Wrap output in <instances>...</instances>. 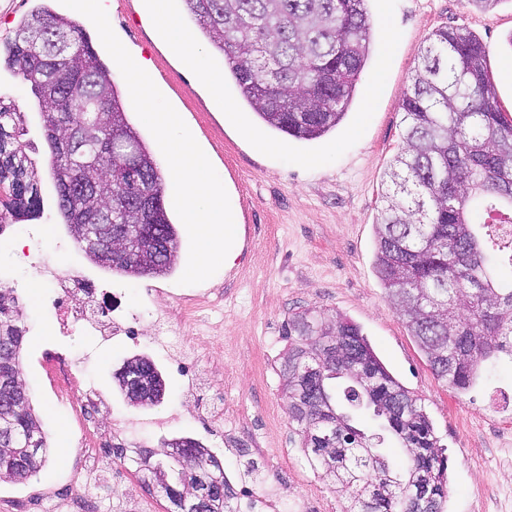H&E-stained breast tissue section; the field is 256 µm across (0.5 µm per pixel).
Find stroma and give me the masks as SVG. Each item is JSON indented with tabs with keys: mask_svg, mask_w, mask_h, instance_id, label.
<instances>
[{
	"mask_svg": "<svg viewBox=\"0 0 512 512\" xmlns=\"http://www.w3.org/2000/svg\"><path fill=\"white\" fill-rule=\"evenodd\" d=\"M37 4L0 0V98L25 115L43 200L38 219L11 221L0 234V282L14 288L23 311L22 377L43 422L48 453L26 482L0 481V512H29L46 492L77 477L81 434L30 365L33 355L60 338L52 317L37 313L47 304V290L31 288L39 280L32 260L48 250L63 268L110 291L133 329L113 335L111 346L99 350L88 368L113 417L139 421L178 414L165 427L140 428L138 447L156 458H164L169 440L193 437L221 461L236 495L254 486L242 475L250 459L278 490L280 512H328L332 506L345 512V494L310 467L298 446L279 375L286 346L280 335L288 316L306 308L338 312L360 326L390 373L421 398L451 461L444 512H512V422L502 423L481 404L488 388L512 387V363L487 364L465 391L438 380L392 308L374 265L385 173L403 146L401 100L419 47L443 26L478 37L499 107L512 118V77L504 73L512 62L506 43L512 37V0L488 10L474 0H368L373 50L358 91L341 124L312 141L265 126L229 81L224 95L235 113L216 110L199 73L175 57L154 29L144 0L127 9L117 0H102L114 33L147 62L229 196L234 245L221 268L195 285L179 282L188 261L187 231L179 233L172 274L135 279L92 264L63 224L41 109L27 83L4 63L19 19ZM258 138L273 144V151H258ZM309 157L319 158V165H306ZM196 296L209 297L208 306L194 324L182 323L180 302ZM138 354L154 361L166 383L158 405H131L115 381L123 361ZM102 471L107 479L99 495L119 504V512H166V499L141 487L133 465L111 458Z\"/></svg>",
	"mask_w": 512,
	"mask_h": 512,
	"instance_id": "obj_1",
	"label": "stroma"
}]
</instances>
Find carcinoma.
<instances>
[{
    "instance_id": "carcinoma-1",
    "label": "carcinoma",
    "mask_w": 512,
    "mask_h": 512,
    "mask_svg": "<svg viewBox=\"0 0 512 512\" xmlns=\"http://www.w3.org/2000/svg\"><path fill=\"white\" fill-rule=\"evenodd\" d=\"M224 55L241 99L269 127L318 139L346 116L371 47L366 0H183ZM403 94V142L387 173L376 222L375 268L433 373L458 390L512 342V121L475 36L446 26L418 52ZM5 63L42 103L58 209L96 265L130 278L168 274L179 233L159 166L130 125L111 69L75 20L46 7L21 20ZM23 115L0 103V189L11 216L40 211L39 170L21 141ZM136 156V172L124 155ZM154 199L139 225V192ZM120 228L122 254L103 263L100 226ZM17 298L0 288V476L22 482L47 440L21 379L25 328ZM280 367L288 418L314 469L348 495L347 512H441L448 457L419 398L397 381L359 326L341 314L295 312L282 325ZM118 379L126 399L161 403L163 380L145 355ZM170 472L149 450L131 459L168 512H190L186 484L220 488L209 512H236L224 467L191 437L168 441Z\"/></svg>"
}]
</instances>
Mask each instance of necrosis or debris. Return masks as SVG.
<instances>
[{"label": "necrosis or debris", "instance_id": "necrosis-or-debris-1", "mask_svg": "<svg viewBox=\"0 0 512 512\" xmlns=\"http://www.w3.org/2000/svg\"><path fill=\"white\" fill-rule=\"evenodd\" d=\"M36 267L44 283L52 288L50 308L62 332L72 329L97 337L98 346L112 341V308L96 301L99 288L95 282L75 271H67L57 262L39 259ZM97 348L75 352L68 346H51L36 357L32 366L57 404L67 410L71 420L82 432L78 487H62L51 491L54 512H69L81 504L83 496L98 488V465L109 457L112 447L123 445L134 434L132 423L113 420L111 426L100 427V417L107 415V402L91 386L86 367Z\"/></svg>", "mask_w": 512, "mask_h": 512}]
</instances>
